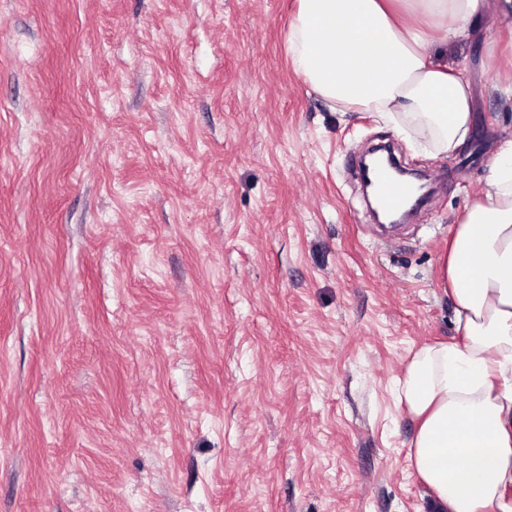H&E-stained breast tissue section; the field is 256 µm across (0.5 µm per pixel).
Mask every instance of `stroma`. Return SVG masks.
<instances>
[{"label": "stroma", "instance_id": "obj_1", "mask_svg": "<svg viewBox=\"0 0 512 512\" xmlns=\"http://www.w3.org/2000/svg\"><path fill=\"white\" fill-rule=\"evenodd\" d=\"M297 0H0V512H425L398 399L512 98L442 153L290 69ZM428 169L375 232L370 144Z\"/></svg>", "mask_w": 512, "mask_h": 512}]
</instances>
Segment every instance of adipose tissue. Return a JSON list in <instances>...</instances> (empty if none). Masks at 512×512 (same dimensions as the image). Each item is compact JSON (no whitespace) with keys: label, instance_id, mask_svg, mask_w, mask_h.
I'll return each mask as SVG.
<instances>
[{"label":"adipose tissue","instance_id":"adipose-tissue-1","mask_svg":"<svg viewBox=\"0 0 512 512\" xmlns=\"http://www.w3.org/2000/svg\"><path fill=\"white\" fill-rule=\"evenodd\" d=\"M511 11L512 0H298L288 62L332 105L403 116L451 152L469 136L473 92L444 50ZM440 279L459 336L424 344L404 367L399 398L416 423L408 459L431 512H512V134L498 141Z\"/></svg>","mask_w":512,"mask_h":512}]
</instances>
